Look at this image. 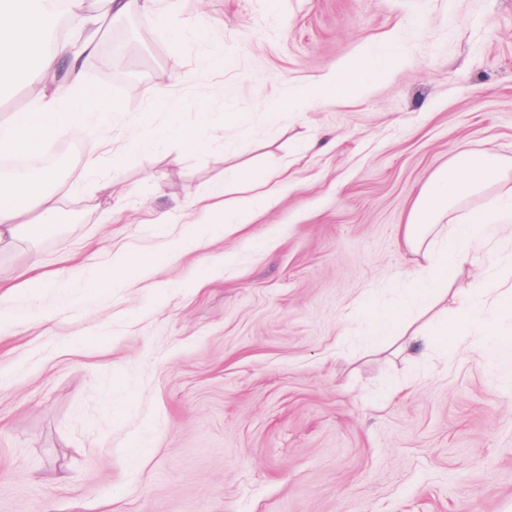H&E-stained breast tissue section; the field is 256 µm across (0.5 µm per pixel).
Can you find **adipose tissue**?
Wrapping results in <instances>:
<instances>
[{"label":"adipose tissue","mask_w":512,"mask_h":512,"mask_svg":"<svg viewBox=\"0 0 512 512\" xmlns=\"http://www.w3.org/2000/svg\"><path fill=\"white\" fill-rule=\"evenodd\" d=\"M43 3L44 0H0V87L34 62L51 79L50 84L35 93L36 103L31 109L13 113L7 124L0 125L1 155L39 154L50 137L83 127L88 114L100 111L108 95L104 87L88 85L82 76L85 59L98 50V19H91L88 31L78 41L62 42L51 54L44 48L47 16ZM390 65L389 59L369 55L362 61L360 72L302 87L278 100L264 118L273 123L301 102L355 94L361 79L382 75ZM62 68L69 78L59 83L55 76ZM262 187V192L232 205L225 204L223 190L208 194L201 215L188 222L181 235L169 242V253L198 249L207 239L223 235L226 228L252 223L276 185L269 179L263 181ZM478 196L485 199L480 208L458 212L459 203ZM62 217L57 191L47 188L43 180H0V252L52 234ZM510 224L512 169L494 150H457L447 168L431 176L419 190L403 226L402 242L420 252L423 262L417 275L397 284V309L375 305L368 310V342L397 336L413 350L415 360H422L427 349L426 332L416 325L415 313L440 298L449 274L467 260L473 244ZM157 262L154 252L117 253L93 269L92 285L98 293L110 294L113 288ZM504 295V288L498 285L466 290L456 321L443 333L445 344L453 346L459 337L469 336L479 346L483 358L511 365L512 337L494 336L488 319L490 313L498 310Z\"/></svg>","instance_id":"adipose-tissue-1"}]
</instances>
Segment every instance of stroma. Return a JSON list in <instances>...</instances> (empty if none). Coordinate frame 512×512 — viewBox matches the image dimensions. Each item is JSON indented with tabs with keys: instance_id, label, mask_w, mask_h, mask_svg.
I'll return each mask as SVG.
<instances>
[{
	"instance_id": "obj_1",
	"label": "stroma",
	"mask_w": 512,
	"mask_h": 512,
	"mask_svg": "<svg viewBox=\"0 0 512 512\" xmlns=\"http://www.w3.org/2000/svg\"><path fill=\"white\" fill-rule=\"evenodd\" d=\"M168 5L167 30L133 15L136 69H83L116 112L41 148L99 157L103 192L58 174L61 226L0 254L2 285L59 275L42 323L0 338V512H512V375L439 339L417 369L390 338L363 342L359 306L414 275L399 226L457 148L512 162V0ZM390 48L398 63L353 97L262 120L261 103ZM218 55L223 71L205 68ZM200 112L199 148L122 155ZM239 168L278 178L273 201L165 257L212 186L243 196L226 182ZM118 250L161 258L104 299L88 270ZM509 263L512 234L474 246L448 307Z\"/></svg>"
}]
</instances>
